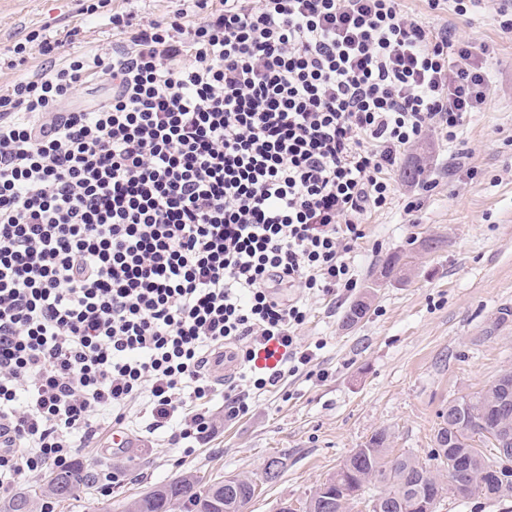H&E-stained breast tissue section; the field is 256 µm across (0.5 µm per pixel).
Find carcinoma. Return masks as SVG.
<instances>
[{"label":"carcinoma","instance_id":"obj_1","mask_svg":"<svg viewBox=\"0 0 512 512\" xmlns=\"http://www.w3.org/2000/svg\"><path fill=\"white\" fill-rule=\"evenodd\" d=\"M408 263L396 254L390 257L382 277L405 275ZM369 303L359 300L346 311L343 322L352 327L367 314ZM512 397V374L502 373L489 387L474 394L448 402L442 412V422L434 436L431 457L451 460L461 455L470 468L467 475L442 472L421 463L409 454L395 455L389 448V435L377 431L356 449L336 471V497L323 504V499L310 498L306 512H341V502L355 501L370 486L380 488L372 500L379 503V512H417L418 499L437 482L461 499H495L512 497V469L502 472L501 483L486 485L482 471L490 463L499 462L498 447L491 441L506 430H512V412L500 414L494 406L503 394ZM94 482V477L80 469L51 471L40 486L41 492L58 501L70 500ZM253 481L244 477L230 487L224 482L207 484L191 472L155 486L142 493L127 506V512H176L184 507L188 512H243L252 499ZM0 512H34V496L20 492L0 506Z\"/></svg>","mask_w":512,"mask_h":512}]
</instances>
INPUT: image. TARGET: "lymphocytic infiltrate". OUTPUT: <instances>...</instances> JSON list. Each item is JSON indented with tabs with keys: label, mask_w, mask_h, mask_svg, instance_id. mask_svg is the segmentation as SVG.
<instances>
[{
	"label": "lymphocytic infiltrate",
	"mask_w": 512,
	"mask_h": 512,
	"mask_svg": "<svg viewBox=\"0 0 512 512\" xmlns=\"http://www.w3.org/2000/svg\"><path fill=\"white\" fill-rule=\"evenodd\" d=\"M190 2L191 25L113 13L108 57L0 94V490L137 404L168 445L210 441L211 362L228 420L311 367L307 296L356 288L402 155L492 85L404 0ZM94 76L111 95L63 110Z\"/></svg>",
	"instance_id": "lymphocytic-infiltrate-1"
}]
</instances>
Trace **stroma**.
Instances as JSON below:
<instances>
[{
	"mask_svg": "<svg viewBox=\"0 0 512 512\" xmlns=\"http://www.w3.org/2000/svg\"><path fill=\"white\" fill-rule=\"evenodd\" d=\"M85 0H0V49L24 47L22 64H0V93L46 66L75 55L112 48V12L162 20L179 0H103L83 13ZM409 10L434 26H452L458 38L488 48L493 86L469 115L454 143L429 135L409 149L406 166L426 172L408 179L392 174V204L365 219L366 237L355 255L358 286L339 299L313 297L297 334L301 344L323 342L317 353L322 377L298 373L253 400L248 413L224 418V391L208 402L219 429L192 453L168 447L150 432V417L132 407L126 431L135 447L111 454V423H102L96 446L80 451L81 468L96 480L55 512H123L125 502L183 473L205 480L250 477L259 490L246 512H278L281 503L302 505L317 486L378 430L390 435L394 453L427 461L442 413L456 397L486 388L512 370V32L502 31L488 8L463 17L407 0ZM58 42L42 54L39 39ZM463 153L461 167L451 154ZM418 209L406 211L408 201ZM444 239L427 254L424 239ZM413 255L404 282L380 276L383 261ZM371 308L356 326L343 324L351 303ZM286 455L272 482L263 469Z\"/></svg>",
	"mask_w": 512,
	"mask_h": 512,
	"instance_id": "35a3bbf8",
	"label": "stroma"
}]
</instances>
